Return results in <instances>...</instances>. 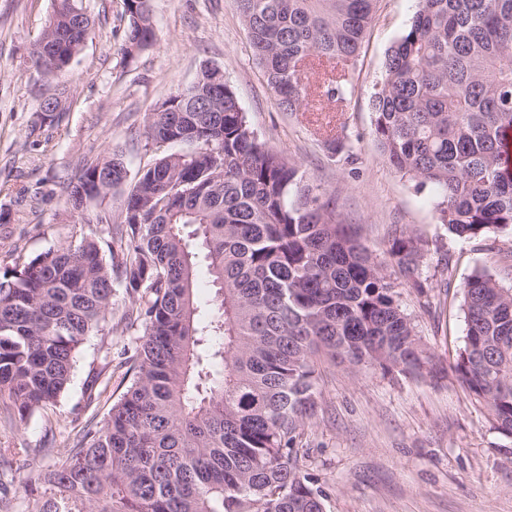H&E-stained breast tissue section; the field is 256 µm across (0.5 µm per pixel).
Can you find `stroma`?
<instances>
[{
  "label": "stroma",
  "instance_id": "stroma-1",
  "mask_svg": "<svg viewBox=\"0 0 512 512\" xmlns=\"http://www.w3.org/2000/svg\"><path fill=\"white\" fill-rule=\"evenodd\" d=\"M94 29L61 79L46 77L32 51L53 0H0V273L50 247L77 242L102 213L118 215L123 190L71 212L65 186L83 164L119 150L130 173L149 167L146 113L175 88L191 83L201 65L223 69L252 130L297 164L336 200L339 220L357 225L365 247L384 265L395 298L423 347L446 364L438 377L413 378L378 368L355 369L318 356V405L299 438L303 470L325 496L326 512H512V438L494 430L448 366L465 344L462 288L477 270L512 285L504 251L512 234L465 240L439 224L435 186L403 179L374 138L372 95L384 75L389 47L408 27L418 0H377L375 19L348 75L343 97L322 113L280 108L249 45L236 0H148L156 40L133 60L119 48L125 0H83ZM69 87L70 107L58 123L37 126V110L57 84ZM342 144L330 152L322 124ZM420 239L425 258L416 293L388 250L400 231ZM114 299L111 330L91 336L73 382L49 415L0 428V448L16 449L13 470L35 477L55 462L37 454L46 433L65 444L88 422L102 421L125 391V349L132 340ZM99 375L107 392L88 402L86 383Z\"/></svg>",
  "mask_w": 512,
  "mask_h": 512
}]
</instances>
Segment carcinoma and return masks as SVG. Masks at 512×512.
<instances>
[{"instance_id":"cac0c4a2","label":"carcinoma","mask_w":512,"mask_h":512,"mask_svg":"<svg viewBox=\"0 0 512 512\" xmlns=\"http://www.w3.org/2000/svg\"><path fill=\"white\" fill-rule=\"evenodd\" d=\"M377 0H238L250 47L278 104L314 110L302 75L344 93ZM121 51L155 31L147 0H125ZM79 0H54L43 30L66 72L92 29ZM378 148L402 177L440 190L439 219L459 238L512 230V0H420L387 54L373 95ZM145 146L164 151L134 177L118 219L50 248L0 280V427L55 407L117 289L138 332L126 390L59 462L16 493L28 512H325L295 448L316 404L313 357L414 374L429 362L381 264L335 219L299 167L260 141L224 71L200 70L146 114ZM224 159V177L215 162ZM127 183L116 151L66 186L80 212L97 171ZM107 234L102 238L100 233ZM108 251H103V248ZM209 259L216 305L196 317L195 270ZM390 255L414 278L424 244L402 232ZM466 341L453 370L493 429L512 437V287L478 270L464 287Z\"/></svg>"}]
</instances>
